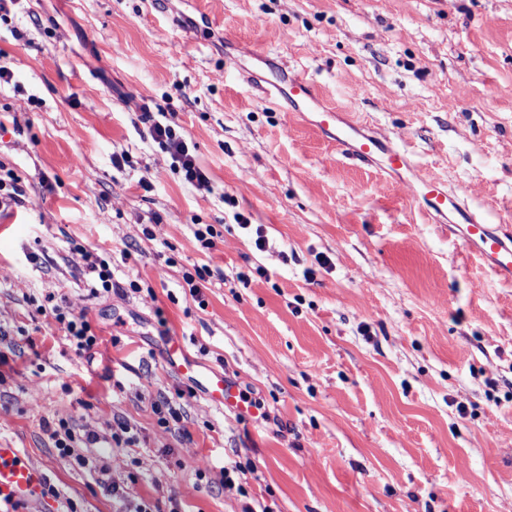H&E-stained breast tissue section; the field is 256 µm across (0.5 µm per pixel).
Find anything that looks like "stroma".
<instances>
[{
  "label": "stroma",
  "instance_id": "1",
  "mask_svg": "<svg viewBox=\"0 0 512 512\" xmlns=\"http://www.w3.org/2000/svg\"><path fill=\"white\" fill-rule=\"evenodd\" d=\"M0 442L76 512H512V286L378 165L259 89L310 79L410 143L475 209L512 215V0H16L0 13ZM176 113L212 190L173 170ZM251 227L242 229L237 216ZM211 224L222 240L194 237ZM268 240L253 243L256 231ZM117 285L90 290L75 245ZM220 268L203 302L185 271ZM102 342L76 350L53 301ZM266 417L208 403L164 337ZM179 400L160 425L153 405ZM67 420L138 441L62 460ZM233 483H222V470ZM120 487L123 498L112 495Z\"/></svg>",
  "mask_w": 512,
  "mask_h": 512
}]
</instances>
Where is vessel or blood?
<instances>
[{"label": "vessel or blood", "instance_id": "b4317fda", "mask_svg": "<svg viewBox=\"0 0 512 512\" xmlns=\"http://www.w3.org/2000/svg\"><path fill=\"white\" fill-rule=\"evenodd\" d=\"M276 90L298 116H310L315 131L335 143L343 156L365 163L381 161L386 173L404 177L419 209L435 223L447 225L463 249L483 261L491 276L512 285L511 225L498 224L478 214L457 191L431 177L417 164L407 146L368 133L355 123L340 122L335 108L324 103L307 78H287ZM164 355L167 363L217 408L243 418L257 416V407L241 390L222 372L192 359L179 337H167ZM15 502L39 504L43 512H61L57 502L45 497L43 471L26 460L21 449L0 444V504Z\"/></svg>", "mask_w": 512, "mask_h": 512}]
</instances>
